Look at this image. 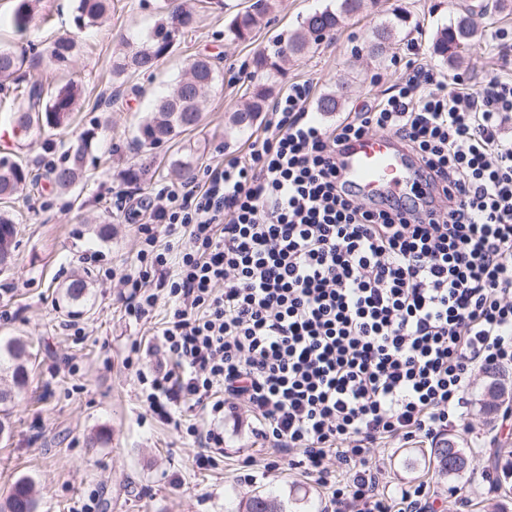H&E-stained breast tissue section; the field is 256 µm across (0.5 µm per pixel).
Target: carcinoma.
Returning <instances> with one entry per match:
<instances>
[{"label": "carcinoma", "mask_w": 512, "mask_h": 512, "mask_svg": "<svg viewBox=\"0 0 512 512\" xmlns=\"http://www.w3.org/2000/svg\"><path fill=\"white\" fill-rule=\"evenodd\" d=\"M37 0H17L13 14L16 27L23 28L31 21ZM364 0H336V5H327L310 13L300 29L273 41V48L258 52L253 59L255 82L244 108L238 110L233 123L250 124L264 111L273 92L274 79L282 70V64L290 57L304 55L311 42L318 41L345 18L359 12ZM111 8V0H78L76 6L77 26H92ZM272 8L270 0H259L251 10L237 12L225 21L224 35L233 41H245L260 27L265 15ZM197 23L193 10H175L161 16L147 37L139 45L121 53L112 63V75L119 79L127 73L153 70L167 56L176 43V37ZM407 18L394 16L389 24L373 32L372 50L382 55L395 42L398 30L406 27ZM475 29L469 12L458 14L448 25L437 30L433 51L447 62L456 61L474 43ZM74 50V40L61 38L54 41L42 60V69L28 74L26 86L20 90V101L9 110L7 120L24 130L36 131L51 136L66 124L76 110L79 97L78 85L68 82L53 88L45 87L44 73L67 65ZM27 60L13 51L0 48V79H8L21 71ZM220 81L216 65L206 58L194 59L187 71L174 83L171 91L160 97L149 109V115L138 126L135 141L142 147L152 148L159 143L175 139L181 133L196 128L201 121V105L207 95ZM94 136L86 133L75 147L72 161L68 165L52 169V180L60 189L71 187L79 178L85 154L92 149ZM30 182V173L22 165L0 162V197L8 198L20 194ZM16 227L8 215L0 214V249H15ZM67 296L75 302L88 300L86 282L75 279L66 289ZM26 346L19 340H10L0 348V367H12L15 383L26 379V369L21 360ZM490 402L484 405L488 416L496 414L501 405L512 402V388L494 380L487 388ZM434 462L443 477H454L469 465V458L456 441L444 439L434 448ZM31 481L22 478L15 482L3 506L4 512H34ZM247 512H281L277 501L264 495L252 497L246 504Z\"/></svg>", "instance_id": "cac0c4a2"}]
</instances>
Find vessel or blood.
<instances>
[{"label": "vessel or blood", "mask_w": 512, "mask_h": 512, "mask_svg": "<svg viewBox=\"0 0 512 512\" xmlns=\"http://www.w3.org/2000/svg\"><path fill=\"white\" fill-rule=\"evenodd\" d=\"M339 166L341 180L365 198L400 196L414 178L407 152L382 133H371L351 142Z\"/></svg>", "instance_id": "vessel-or-blood-1"}]
</instances>
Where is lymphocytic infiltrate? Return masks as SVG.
I'll return each instance as SVG.
<instances>
[{
  "label": "lymphocytic infiltrate",
  "instance_id": "f902f5d3",
  "mask_svg": "<svg viewBox=\"0 0 512 512\" xmlns=\"http://www.w3.org/2000/svg\"><path fill=\"white\" fill-rule=\"evenodd\" d=\"M406 66L331 125L292 83L245 156L113 201L143 236L119 279L127 318L169 303L158 337L175 368L138 370L148 410L168 422L211 400L209 425L187 427L206 467L225 407L244 406L335 512H432L429 486L391 490L378 457L464 423L478 373L512 364V75L475 88ZM375 132L418 163L414 203L340 180L338 154Z\"/></svg>",
  "mask_w": 512,
  "mask_h": 512
}]
</instances>
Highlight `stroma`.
I'll return each instance as SVG.
<instances>
[{
	"label": "stroma",
	"instance_id": "obj_1",
	"mask_svg": "<svg viewBox=\"0 0 512 512\" xmlns=\"http://www.w3.org/2000/svg\"><path fill=\"white\" fill-rule=\"evenodd\" d=\"M164 1L173 7L182 2L112 0L100 24L80 30L74 23L76 0H42L29 25L19 30L11 23L15 0H0V44L26 58L57 38H75L78 50L71 64L49 73L48 80L56 85L72 80L82 90L68 125L34 142L22 137L6 154L37 183L0 202L17 227L15 265L0 274V341L19 338L27 344L25 385L15 387L11 372L0 373V389L13 392L9 430L0 435V504L13 484L26 478L34 485L36 512H79L92 498L98 512H246V501L258 493L275 497L284 512H325L324 489L301 470L266 469L268 450L244 410H225L224 456L206 469L197 463V442L185 431L186 425L205 422L202 404H180L173 424L146 411L136 372L147 363L163 364L156 331L169 308L161 302L147 318L128 319L111 276L133 270L141 237L137 225L114 208L115 195L172 183L174 161L189 162L192 178L199 179L207 165L246 151L262 135L264 120L237 127L230 117L253 82V56L331 0H276L262 26L243 42L225 39L224 19L254 0H207L196 27L179 36L156 69L113 79V51L122 43L141 42ZM462 5L472 10L477 36L454 68L434 54L432 45L437 29ZM397 12L409 14L407 31L398 32L390 55L374 56L369 50L373 30ZM498 28L508 35L494 46L489 34ZM410 44L418 45L421 63L437 79L460 74L477 88L495 74H512V11L482 12L480 0H366L361 13L289 61L277 89L306 81L317 97L344 93L340 113L356 111L401 75L402 66L392 59ZM200 56L210 57L221 72L200 125L173 142L138 148L134 135L151 103ZM340 113L323 120L334 123ZM86 132L93 133L94 145L81 181L68 190L56 188L52 168L64 163L68 148ZM77 274L89 281V302L74 303L65 295ZM496 375L512 382V365L481 374L467 427L447 432L465 452L492 445L512 449V428L488 421L482 411ZM431 446L422 438L390 441L384 455L388 480L428 483L444 512H512V478L492 492L478 467L441 477L429 462ZM454 486L464 488L466 508L449 498Z\"/></svg>",
	"mask_w": 512,
	"mask_h": 512
}]
</instances>
